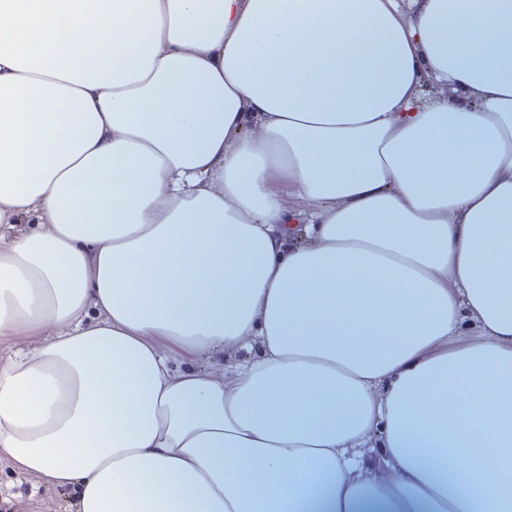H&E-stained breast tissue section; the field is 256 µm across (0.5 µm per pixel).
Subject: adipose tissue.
<instances>
[{"mask_svg": "<svg viewBox=\"0 0 512 512\" xmlns=\"http://www.w3.org/2000/svg\"><path fill=\"white\" fill-rule=\"evenodd\" d=\"M1 458L512 512V0H0Z\"/></svg>", "mask_w": 512, "mask_h": 512, "instance_id": "ef3b65f1", "label": "adipose tissue"}]
</instances>
